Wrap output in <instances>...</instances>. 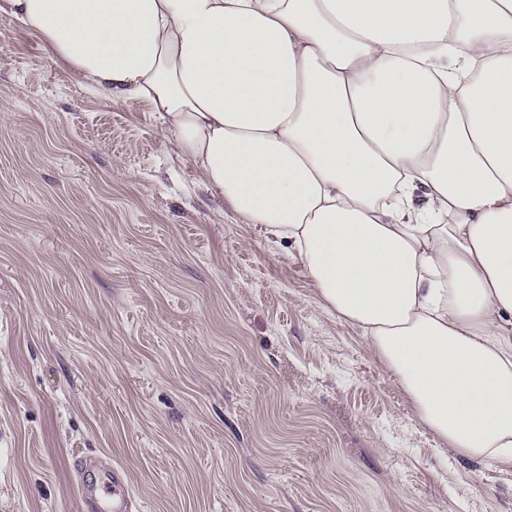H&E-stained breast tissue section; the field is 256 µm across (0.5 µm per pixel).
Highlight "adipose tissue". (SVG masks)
Returning a JSON list of instances; mask_svg holds the SVG:
<instances>
[{
  "label": "adipose tissue",
  "instance_id": "obj_1",
  "mask_svg": "<svg viewBox=\"0 0 512 512\" xmlns=\"http://www.w3.org/2000/svg\"><path fill=\"white\" fill-rule=\"evenodd\" d=\"M162 135L418 421L512 462V0H0Z\"/></svg>",
  "mask_w": 512,
  "mask_h": 512
}]
</instances>
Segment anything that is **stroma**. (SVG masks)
Masks as SVG:
<instances>
[{
    "label": "stroma",
    "instance_id": "stroma-1",
    "mask_svg": "<svg viewBox=\"0 0 512 512\" xmlns=\"http://www.w3.org/2000/svg\"><path fill=\"white\" fill-rule=\"evenodd\" d=\"M89 456L144 512H512L141 102L0 16V512H82Z\"/></svg>",
    "mask_w": 512,
    "mask_h": 512
}]
</instances>
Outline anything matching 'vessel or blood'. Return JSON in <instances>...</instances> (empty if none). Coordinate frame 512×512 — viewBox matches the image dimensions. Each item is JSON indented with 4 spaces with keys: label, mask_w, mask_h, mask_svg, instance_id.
Masks as SVG:
<instances>
[{
    "label": "vessel or blood",
    "mask_w": 512,
    "mask_h": 512,
    "mask_svg": "<svg viewBox=\"0 0 512 512\" xmlns=\"http://www.w3.org/2000/svg\"><path fill=\"white\" fill-rule=\"evenodd\" d=\"M77 485L84 512H135V500L121 468L103 470L94 461H86L78 469Z\"/></svg>",
    "instance_id": "obj_1"
}]
</instances>
